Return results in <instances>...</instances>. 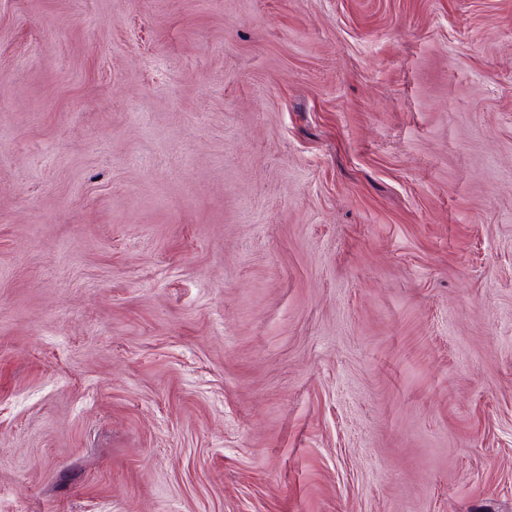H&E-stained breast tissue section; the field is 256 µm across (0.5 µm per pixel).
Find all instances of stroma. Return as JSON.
I'll use <instances>...</instances> for the list:
<instances>
[{"mask_svg": "<svg viewBox=\"0 0 512 512\" xmlns=\"http://www.w3.org/2000/svg\"><path fill=\"white\" fill-rule=\"evenodd\" d=\"M0 512H512V0H0Z\"/></svg>", "mask_w": 512, "mask_h": 512, "instance_id": "1", "label": "stroma"}]
</instances>
